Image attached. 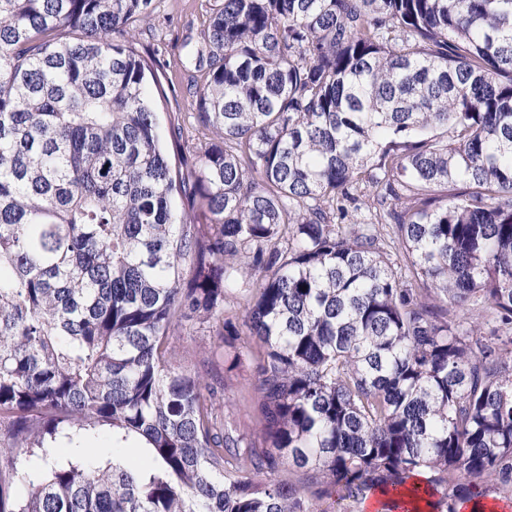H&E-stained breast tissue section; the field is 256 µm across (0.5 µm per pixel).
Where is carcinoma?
I'll use <instances>...</instances> for the list:
<instances>
[{"mask_svg":"<svg viewBox=\"0 0 512 512\" xmlns=\"http://www.w3.org/2000/svg\"><path fill=\"white\" fill-rule=\"evenodd\" d=\"M153 2L0 0V457L40 464L0 512L511 493L512 0H220L182 43L213 138L178 177L125 39ZM231 295L260 442L171 367L187 320L239 335ZM98 426L151 465L84 456Z\"/></svg>","mask_w":512,"mask_h":512,"instance_id":"obj_1","label":"carcinoma"}]
</instances>
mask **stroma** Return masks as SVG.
Listing matches in <instances>:
<instances>
[{
    "label": "stroma",
    "instance_id": "stroma-1",
    "mask_svg": "<svg viewBox=\"0 0 512 512\" xmlns=\"http://www.w3.org/2000/svg\"><path fill=\"white\" fill-rule=\"evenodd\" d=\"M215 4L216 0H155L150 20L132 33L136 51L151 62L158 76L161 89L154 94L155 107L167 132L171 162L181 169L192 165L210 133L192 116L195 80L185 70L177 46L203 28ZM173 343L174 368L218 389L220 419L240 434L258 436L261 415L254 366L262 354L260 345L245 335L221 340L199 324L176 330Z\"/></svg>",
    "mask_w": 512,
    "mask_h": 512
}]
</instances>
